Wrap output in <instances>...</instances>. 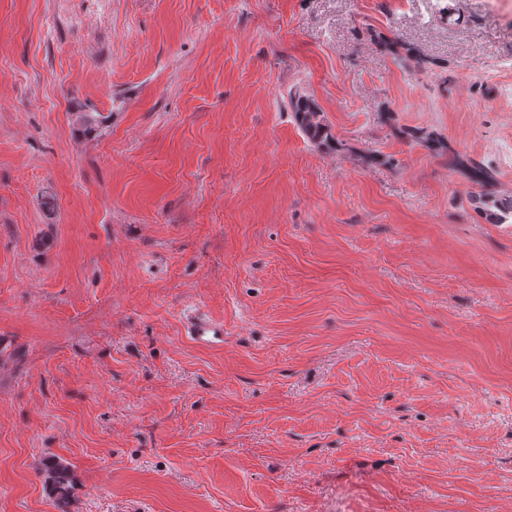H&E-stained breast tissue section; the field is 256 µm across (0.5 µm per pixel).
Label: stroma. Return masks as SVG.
Segmentation results:
<instances>
[{
  "mask_svg": "<svg viewBox=\"0 0 512 512\" xmlns=\"http://www.w3.org/2000/svg\"><path fill=\"white\" fill-rule=\"evenodd\" d=\"M485 185L512 0H0V512H512ZM290 102L301 130L311 141L317 145L339 149V144L321 117V112L307 96L294 92L290 95ZM44 474L61 497H66L70 488L69 464L57 457H49L44 463Z\"/></svg>",
  "mask_w": 512,
  "mask_h": 512,
  "instance_id": "stroma-1",
  "label": "stroma"
}]
</instances>
